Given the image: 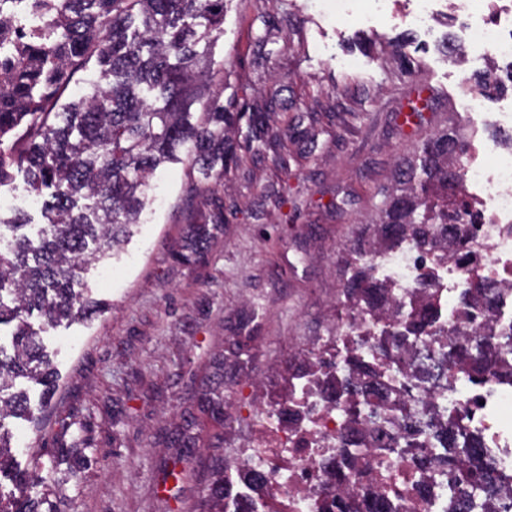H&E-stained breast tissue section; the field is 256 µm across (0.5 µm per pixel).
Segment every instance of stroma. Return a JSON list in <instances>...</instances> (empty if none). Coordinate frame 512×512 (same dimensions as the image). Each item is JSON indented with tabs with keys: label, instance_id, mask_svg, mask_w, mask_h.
Returning a JSON list of instances; mask_svg holds the SVG:
<instances>
[{
	"label": "stroma",
	"instance_id": "obj_1",
	"mask_svg": "<svg viewBox=\"0 0 512 512\" xmlns=\"http://www.w3.org/2000/svg\"><path fill=\"white\" fill-rule=\"evenodd\" d=\"M312 0L268 7L264 25L250 0H227L224 34L208 48L223 63L226 86L212 93L253 109L269 101L279 125L316 114L314 143L285 139L287 169L248 163L218 185L228 222L198 261H177L184 217L195 203L187 166L160 167L151 180L152 204L120 259L89 266L73 282L98 308L91 319L38 331L57 372V388L39 423L13 418L14 436H28L15 455L56 450L77 439L81 471L51 469L32 497L54 512H207V493L219 464H234L253 433V414L288 380L289 360L336 332V303L355 271L346 250L370 232L398 164L420 142L454 122L475 128L477 142L501 130L512 113V88L494 99L471 95L468 79L489 72L493 59L457 63L441 51L452 28L448 0H438L432 30L412 25L409 0L379 12L361 0L357 14L336 22L315 14ZM411 61L401 70L393 58ZM426 95L420 126L404 124L408 100ZM472 99L475 112L461 103ZM23 170L0 186V217L22 216L38 237L46 220L29 207ZM261 320L255 340L244 329L250 307ZM243 349V364L224 372V421L200 410L202 389L217 364ZM182 482L169 479L172 469Z\"/></svg>",
	"mask_w": 512,
	"mask_h": 512
}]
</instances>
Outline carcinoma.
<instances>
[{"label":"carcinoma","instance_id":"carcinoma-1","mask_svg":"<svg viewBox=\"0 0 512 512\" xmlns=\"http://www.w3.org/2000/svg\"><path fill=\"white\" fill-rule=\"evenodd\" d=\"M45 12L53 41L39 33L18 32L7 56H0V138L25 137L16 154L0 149V185L11 178L14 165L27 164L33 191L52 190L45 208L46 227L33 241L15 240L10 254L0 253V292L13 295L12 305L0 301V325L15 323L13 356L0 359V476L12 469L11 435L5 421L34 418L44 402L31 403L14 392L13 380L27 376L54 388L53 369L41 339L27 317L40 313L54 325L72 316L96 313L72 287L78 271L107 255L119 256L152 202L151 176L162 165L182 160L199 174L193 191L201 206L188 219V237L176 257L189 262L208 246L212 231L224 224V200L214 188L224 172L239 168L252 142L264 145V154L281 169L288 168L282 132L270 124L268 112H232L224 101L210 95V84H224V65L214 66L207 46L224 34V0H26ZM99 67L95 91L69 104L63 123L50 122L44 102L53 89L70 80L86 60ZM467 140L450 130L427 138L419 147L417 177L412 166L398 169L395 188L381 210L375 237L358 248L362 262L344 289L339 304L361 306L367 314L383 313L392 319L388 337L371 345L372 359L397 363L407 337L446 336L448 342L420 364L417 379L427 382L460 364L481 376L512 355V338L498 340L476 332L466 341L454 330H436L428 279L417 285L423 293L417 308L404 312L384 283L370 274L366 258L392 250L412 238L422 252L440 253L467 271L482 260L469 242V230L480 223L464 192L459 157ZM459 297L466 317L479 310L491 315L493 285L480 281ZM351 375L336 381V404L348 421L345 463L336 466V480L354 483L358 465L369 455L363 435L387 421L377 393L371 388L375 369L359 351L347 360ZM224 380L205 387L201 399L212 415H224ZM401 427L399 439L412 447L410 431L430 430L446 448L441 460L448 485L460 473L457 438L448 426L433 421L431 410L416 411L408 404L392 409ZM33 470L13 469L12 490L0 493V512H39L29 496L35 483L44 481L41 455L32 456ZM338 512H401L398 499L375 494L364 504L336 503Z\"/></svg>","mask_w":512,"mask_h":512}]
</instances>
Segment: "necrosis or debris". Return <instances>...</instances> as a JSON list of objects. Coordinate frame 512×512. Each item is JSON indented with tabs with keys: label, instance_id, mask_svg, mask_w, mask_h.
Here are the masks:
<instances>
[{
	"label": "necrosis or debris",
	"instance_id": "obj_1",
	"mask_svg": "<svg viewBox=\"0 0 512 512\" xmlns=\"http://www.w3.org/2000/svg\"><path fill=\"white\" fill-rule=\"evenodd\" d=\"M470 51L512 60V0H450ZM466 181L488 221L475 225L472 236L487 256V277L500 286L489 326L512 334V150L489 144L482 157L463 165ZM374 266L391 285L398 302L413 309L415 288L429 276L437 322L458 325L470 334L472 324H458L455 299L469 283L468 273L455 263H436L412 241L376 255ZM390 324L371 314L341 317L335 335L316 348L313 361L291 372L287 388L254 413L255 434L235 465L224 470V512H335L339 499L370 490L399 493L402 512H446L465 506L467 512H512V431L500 417L512 402V384L488 373L474 380L463 367L452 365L438 381L418 385L410 374L389 364L378 367L389 401L423 402L434 406L440 422L451 427L460 447L480 443L485 483L472 491L468 482L449 487L447 478L424 470L437 455L431 433L415 438L420 458L390 447L388 432L370 435L372 454L362 464L355 488L336 481L345 416L332 397L337 379L347 373L354 349L385 336Z\"/></svg>",
	"mask_w": 512,
	"mask_h": 512
}]
</instances>
